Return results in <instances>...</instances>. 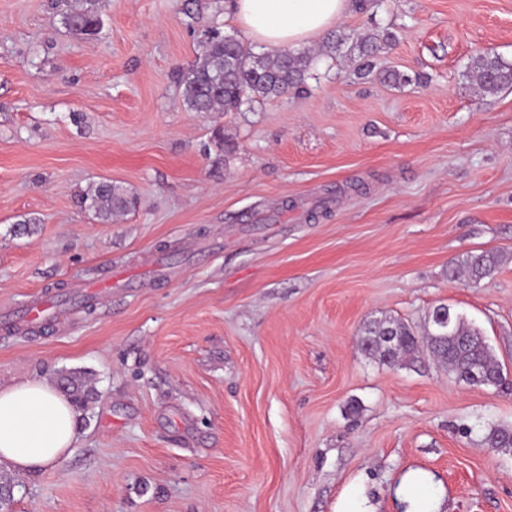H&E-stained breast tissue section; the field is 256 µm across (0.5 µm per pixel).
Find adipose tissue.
<instances>
[{
    "mask_svg": "<svg viewBox=\"0 0 512 512\" xmlns=\"http://www.w3.org/2000/svg\"><path fill=\"white\" fill-rule=\"evenodd\" d=\"M352 0H232L235 21L264 48L294 49L350 12ZM78 413L43 379L0 387V463L33 474L56 465L78 442Z\"/></svg>",
    "mask_w": 512,
    "mask_h": 512,
    "instance_id": "1",
    "label": "adipose tissue"
}]
</instances>
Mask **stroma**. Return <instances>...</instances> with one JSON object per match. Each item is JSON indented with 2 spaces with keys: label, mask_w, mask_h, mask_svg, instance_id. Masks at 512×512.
I'll list each match as a JSON object with an SVG mask.
<instances>
[{
  "label": "stroma",
  "mask_w": 512,
  "mask_h": 512,
  "mask_svg": "<svg viewBox=\"0 0 512 512\" xmlns=\"http://www.w3.org/2000/svg\"><path fill=\"white\" fill-rule=\"evenodd\" d=\"M0 0V386L88 377L81 437L10 474L7 512H512V384L359 346L450 305L512 371V0H367L336 23L389 29L364 77L341 48L302 95L194 112L180 75L200 31L254 40L225 0ZM138 199L100 223L78 196ZM32 231L20 234L18 225ZM493 251L481 282L448 265ZM51 310L30 321L28 306ZM358 404V413L348 411ZM81 7L73 9L65 17V24L88 35L99 33L101 23L97 12V0H81ZM471 68L484 94H494L512 86V63L505 62L497 56L478 55L472 59Z\"/></svg>",
  "instance_id": "obj_1"
}]
</instances>
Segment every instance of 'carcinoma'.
I'll return each mask as SVG.
<instances>
[{"label": "carcinoma", "instance_id": "carcinoma-1", "mask_svg": "<svg viewBox=\"0 0 512 512\" xmlns=\"http://www.w3.org/2000/svg\"><path fill=\"white\" fill-rule=\"evenodd\" d=\"M65 24L88 35L99 33L101 23L97 0H81V7L65 17ZM203 53L182 75L183 95L194 112H234L247 101L279 97L289 92L304 93L316 57L306 51L257 54L234 35L224 33L215 22L200 34ZM395 41L389 31L373 32L358 43L357 69L372 71L375 60ZM482 93L494 94L512 86V63L495 56L478 55L472 59ZM80 204L107 223L112 217L130 210L135 199L122 187L101 182L81 195ZM502 262L494 252L470 254L458 265L448 267V277L455 279L459 270L468 281L476 283L491 276ZM448 326L440 327L430 312L424 334L396 319L371 321L360 339L361 349L384 364H400L414 360L421 346H426L437 364L457 380L473 386L499 387L506 375L500 362L486 343L483 332L461 314L448 310ZM59 388L78 409L85 410L94 400V392L81 373L70 372L60 377ZM485 442L493 448L512 450V428L493 425Z\"/></svg>", "mask_w": 512, "mask_h": 512}]
</instances>
